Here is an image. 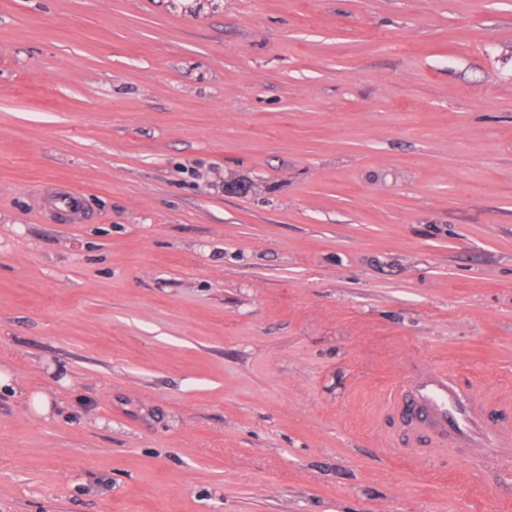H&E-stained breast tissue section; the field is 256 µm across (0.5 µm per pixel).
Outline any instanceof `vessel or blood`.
I'll list each match as a JSON object with an SVG mask.
<instances>
[{
	"label": "vessel or blood",
	"mask_w": 512,
	"mask_h": 512,
	"mask_svg": "<svg viewBox=\"0 0 512 512\" xmlns=\"http://www.w3.org/2000/svg\"><path fill=\"white\" fill-rule=\"evenodd\" d=\"M396 404L411 422L437 442L454 441L512 465V425L489 427L487 406L462 395L448 372L422 368L399 388Z\"/></svg>",
	"instance_id": "vessel-or-blood-1"
}]
</instances>
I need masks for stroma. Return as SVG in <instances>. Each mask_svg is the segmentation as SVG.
<instances>
[{
  "instance_id": "1",
  "label": "stroma",
  "mask_w": 512,
  "mask_h": 512,
  "mask_svg": "<svg viewBox=\"0 0 512 512\" xmlns=\"http://www.w3.org/2000/svg\"><path fill=\"white\" fill-rule=\"evenodd\" d=\"M421 366L512 402V0H0V512H512Z\"/></svg>"
}]
</instances>
